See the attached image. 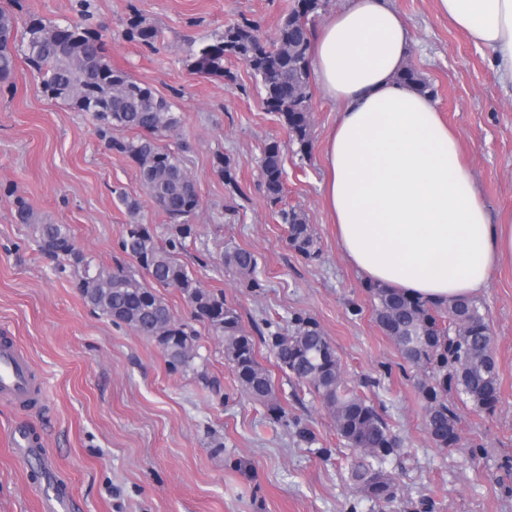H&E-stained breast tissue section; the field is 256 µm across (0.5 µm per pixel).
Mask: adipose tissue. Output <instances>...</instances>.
<instances>
[{"label": "adipose tissue", "instance_id": "ef3b65f1", "mask_svg": "<svg viewBox=\"0 0 512 512\" xmlns=\"http://www.w3.org/2000/svg\"><path fill=\"white\" fill-rule=\"evenodd\" d=\"M512 80V0H438ZM411 31L390 0H347L315 34L313 75L336 103L322 147L324 204L347 262L428 306L473 298L512 260V217L493 220L431 97L398 81Z\"/></svg>", "mask_w": 512, "mask_h": 512}]
</instances>
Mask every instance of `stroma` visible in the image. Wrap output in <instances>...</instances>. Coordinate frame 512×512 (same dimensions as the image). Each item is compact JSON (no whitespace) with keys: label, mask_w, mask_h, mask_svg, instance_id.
Masks as SVG:
<instances>
[{"label":"stroma","mask_w":512,"mask_h":512,"mask_svg":"<svg viewBox=\"0 0 512 512\" xmlns=\"http://www.w3.org/2000/svg\"><path fill=\"white\" fill-rule=\"evenodd\" d=\"M292 4L92 0L95 19L108 26L112 65L167 98L181 118L200 206L179 259L236 308L278 388L280 421L244 393L207 325L196 326L194 370L171 371L153 340L94 312L71 274L41 254L33 227L15 221V196L44 222L67 225L78 247L110 268L128 261L119 248L125 225L150 224L163 236L167 219L149 203L134 164L105 147L90 114L44 95L25 59L13 83H0V328L15 336L46 396L36 414L0 401V512H39L33 471L9 443L20 424L44 434L78 512H512V263L497 266L477 298L495 338L500 401L488 412L449 392L460 442L436 447L425 427L424 376L377 326L369 286L342 256L324 207L321 148L336 123L335 103L312 87L313 148L305 155L266 111L241 61L225 59L220 79L187 67L190 39L249 20L273 41ZM392 4L411 29L408 62L432 86L491 216L511 214L512 84L437 0ZM7 8L21 21L79 18L77 0H9ZM136 15L161 30L155 49L126 38ZM273 141L282 150L283 204L305 214L316 257L289 248L288 227L264 192L260 158ZM221 157L234 183L218 174ZM121 191L139 201L137 213L118 200ZM237 248L255 254L259 287L225 268V253ZM298 315L318 323L345 379L366 383L404 441L385 464L400 486L391 504L372 505L353 486L352 449L319 399L275 365L268 337L291 330ZM203 370L220 379V392L205 386Z\"/></svg>","instance_id":"35a3bbf8"}]
</instances>
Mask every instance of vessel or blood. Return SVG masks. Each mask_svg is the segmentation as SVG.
I'll list each match as a JSON object with an SVG mask.
<instances>
[{"mask_svg":"<svg viewBox=\"0 0 512 512\" xmlns=\"http://www.w3.org/2000/svg\"><path fill=\"white\" fill-rule=\"evenodd\" d=\"M42 387L41 378L35 375L13 337L0 336V398L20 409L31 410ZM12 443L26 460L48 454L43 438L23 428L14 430ZM76 508L77 502L66 486L55 485L41 492V512H75Z\"/></svg>","mask_w":512,"mask_h":512,"instance_id":"b4317fda","label":"vessel or blood"}]
</instances>
